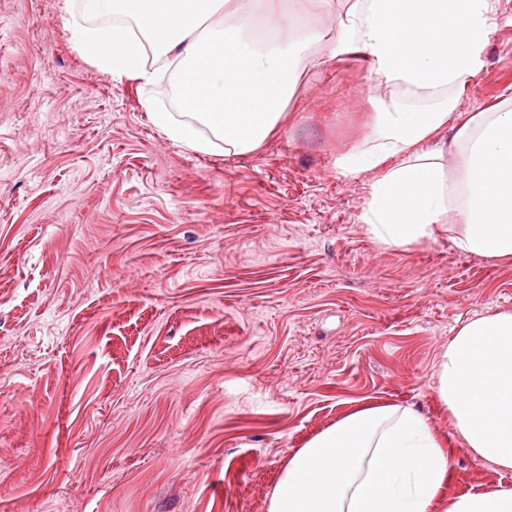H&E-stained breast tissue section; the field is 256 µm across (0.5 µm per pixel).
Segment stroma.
Returning a JSON list of instances; mask_svg holds the SVG:
<instances>
[{"label": "stroma", "instance_id": "35a3bbf8", "mask_svg": "<svg viewBox=\"0 0 512 512\" xmlns=\"http://www.w3.org/2000/svg\"><path fill=\"white\" fill-rule=\"evenodd\" d=\"M79 0H0V512H267L288 456L359 401L452 440L446 497L512 485L435 392L458 325L512 310V262L447 231L385 248L334 163L374 110L363 59L297 69L258 151L186 150L163 84L102 73ZM463 108L512 93V0ZM152 120L168 138L180 142L185 147L197 152H206L209 149L208 142L200 138L192 123L175 122L171 112H155Z\"/></svg>", "mask_w": 512, "mask_h": 512}]
</instances>
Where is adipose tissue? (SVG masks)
I'll return each mask as SVG.
<instances>
[{
	"instance_id": "obj_1",
	"label": "adipose tissue",
	"mask_w": 512,
	"mask_h": 512,
	"mask_svg": "<svg viewBox=\"0 0 512 512\" xmlns=\"http://www.w3.org/2000/svg\"><path fill=\"white\" fill-rule=\"evenodd\" d=\"M327 35L310 20L283 21L274 0H81L71 20L78 42L108 75L156 83L147 47L163 51L180 79L184 120L156 112L170 139L204 152V124L225 156L257 151L288 121L290 77L298 66L362 52L381 92L357 145L340 154V177L369 176L360 219L375 241L404 247L449 231L455 248L512 261V101L489 112L460 111V96L482 65L496 0H341ZM108 12L138 33L88 27ZM203 37H196L200 26ZM328 41L329 56L311 43ZM423 101L406 110L402 101ZM435 390L460 443L485 465L512 471V311L460 324L440 355ZM451 449L432 420L410 406H358L288 458L268 512H512V486L443 499Z\"/></svg>"
}]
</instances>
